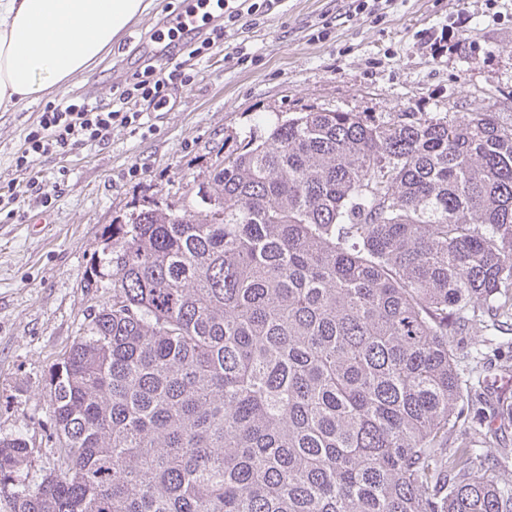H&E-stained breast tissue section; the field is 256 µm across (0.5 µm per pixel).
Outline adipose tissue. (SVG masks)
Returning a JSON list of instances; mask_svg holds the SVG:
<instances>
[{
  "instance_id": "1",
  "label": "adipose tissue",
  "mask_w": 512,
  "mask_h": 512,
  "mask_svg": "<svg viewBox=\"0 0 512 512\" xmlns=\"http://www.w3.org/2000/svg\"><path fill=\"white\" fill-rule=\"evenodd\" d=\"M144 0H0V109L59 88L111 47Z\"/></svg>"
}]
</instances>
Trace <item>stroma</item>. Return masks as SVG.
Masks as SVG:
<instances>
[{
	"label": "stroma",
	"instance_id": "stroma-1",
	"mask_svg": "<svg viewBox=\"0 0 512 512\" xmlns=\"http://www.w3.org/2000/svg\"><path fill=\"white\" fill-rule=\"evenodd\" d=\"M147 0L141 20L90 70L20 111H0V188L23 182L15 154L40 112L61 95L120 109L116 92L138 68L134 54L167 13ZM341 0H283L264 24L243 28L255 62L211 49L175 105L142 103L145 133L115 128L102 142L38 157L50 205L28 197L23 216L0 211V440L25 437L33 454L16 487H36L58 467L50 438L53 363L112 296L109 276L88 287L93 258L111 249L105 230L141 209L202 207L199 189L261 119L309 110L495 112L512 123V0H390L382 16L339 17ZM471 18L455 47L434 58L421 30ZM325 38H317L319 23Z\"/></svg>",
	"mask_w": 512,
	"mask_h": 512
}]
</instances>
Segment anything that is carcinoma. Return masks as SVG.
<instances>
[{
  "label": "carcinoma",
  "mask_w": 512,
  "mask_h": 512,
  "mask_svg": "<svg viewBox=\"0 0 512 512\" xmlns=\"http://www.w3.org/2000/svg\"><path fill=\"white\" fill-rule=\"evenodd\" d=\"M206 194L109 225L61 465L11 512H512V404H469L512 331V124L300 112ZM31 455L0 441L1 489Z\"/></svg>",
  "instance_id": "1"
}]
</instances>
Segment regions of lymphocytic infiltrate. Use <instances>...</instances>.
Listing matches in <instances>:
<instances>
[{
  "instance_id": "obj_1",
  "label": "lymphocytic infiltrate",
  "mask_w": 512,
  "mask_h": 512,
  "mask_svg": "<svg viewBox=\"0 0 512 512\" xmlns=\"http://www.w3.org/2000/svg\"><path fill=\"white\" fill-rule=\"evenodd\" d=\"M280 0H232L224 12L222 23L197 31L189 37H179L173 48L163 49V63L145 64L127 78L119 94L123 102L115 110L100 103L65 97L41 112L36 123L29 129L16 154L15 167L27 176L26 190L42 192L39 176L33 170L37 156L57 152L66 147L86 142L108 139L114 127H138L141 113L138 103L146 101L158 107L170 103L171 91L193 83L192 74L186 73L179 60L180 55L203 59L220 41L235 37L242 20L259 24L279 4Z\"/></svg>"
}]
</instances>
